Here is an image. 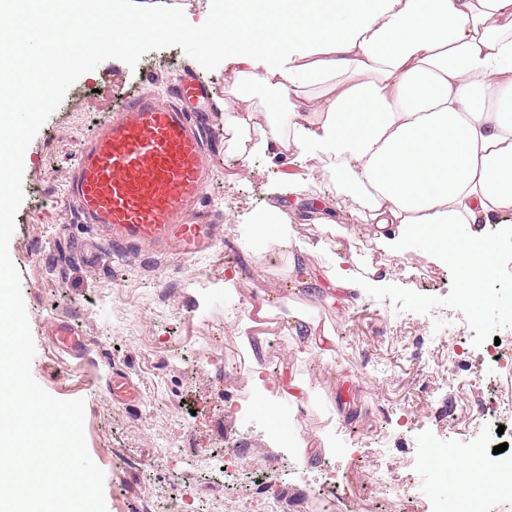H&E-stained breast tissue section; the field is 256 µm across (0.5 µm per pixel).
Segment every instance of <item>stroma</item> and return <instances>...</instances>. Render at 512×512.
<instances>
[{"instance_id":"1","label":"stroma","mask_w":512,"mask_h":512,"mask_svg":"<svg viewBox=\"0 0 512 512\" xmlns=\"http://www.w3.org/2000/svg\"><path fill=\"white\" fill-rule=\"evenodd\" d=\"M210 87L206 139L215 153L201 209L221 224V243L194 259L163 251L115 249L107 233L82 223L62 190L83 144L134 92L166 96L183 69ZM221 56L193 41L143 38L121 60L83 74L39 129L24 155L25 199L16 216L10 256L21 272L22 296L35 345L34 380L60 400L85 402L89 455L104 472L107 512H348L356 498L377 512H427L439 498L455 502L460 479L434 463L437 451L473 459L482 470L493 448L512 459V420L498 424L486 386L474 374L512 379V364L493 360L486 347L512 339L499 307L512 304V246L481 316L459 301L454 265L414 253L393 254L358 235L354 205L313 172L314 194L339 202L334 217L355 236L321 234L298 226L314 244L306 265L325 282L336 257H355L362 269L386 279L337 295L333 305L295 286L288 260L262 253L254 217L272 203L271 187L287 190L267 157L248 170L224 141ZM267 300L272 314L250 328L276 353L261 358L274 380L306 379L309 394L290 418L314 461H300L289 436L273 432L252 410L253 369L236 368L226 350L241 351L240 324L249 305ZM330 327V355L314 339L286 333L291 308ZM73 317L90 339L77 361L54 351L44 334L48 319ZM141 389L134 402L113 399V373ZM279 465L274 488L241 486L256 463Z\"/></svg>"}]
</instances>
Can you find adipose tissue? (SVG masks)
Returning a JSON list of instances; mask_svg holds the SVG:
<instances>
[{
  "mask_svg": "<svg viewBox=\"0 0 512 512\" xmlns=\"http://www.w3.org/2000/svg\"><path fill=\"white\" fill-rule=\"evenodd\" d=\"M222 14L214 27L134 4L99 16L112 32L100 49L117 59L157 36L220 52L241 166L269 153L300 197L321 162L381 249L465 263L460 301L480 310L500 249L486 229L512 224V0H224ZM296 216L270 205L254 235L299 278ZM253 377L255 410L286 429L278 406L300 403L306 384Z\"/></svg>",
  "mask_w": 512,
  "mask_h": 512,
  "instance_id": "ef3b65f1",
  "label": "adipose tissue"
}]
</instances>
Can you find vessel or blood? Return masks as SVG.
Masks as SVG:
<instances>
[{
	"label": "vessel or blood",
	"instance_id": "obj_1",
	"mask_svg": "<svg viewBox=\"0 0 512 512\" xmlns=\"http://www.w3.org/2000/svg\"><path fill=\"white\" fill-rule=\"evenodd\" d=\"M169 95L127 96L81 148L63 199L78 205L85 223L106 227L115 243L164 245L192 258L217 241L212 218L196 215L213 157L202 122L209 87L186 71ZM47 327L59 353L84 357L87 338L72 319L56 317Z\"/></svg>",
	"mask_w": 512,
	"mask_h": 512
}]
</instances>
